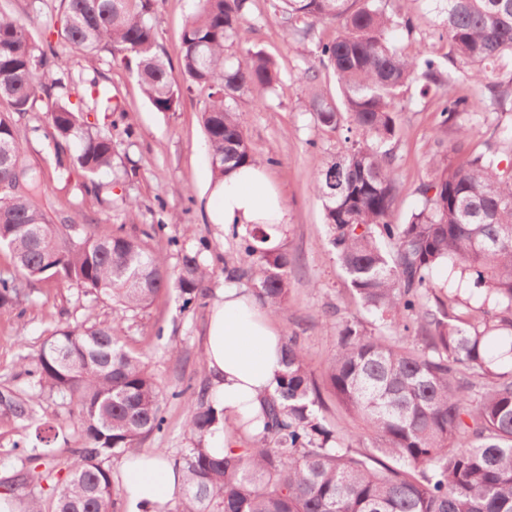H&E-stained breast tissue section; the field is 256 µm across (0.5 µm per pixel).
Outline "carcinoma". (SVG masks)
<instances>
[{"label": "carcinoma", "mask_w": 512, "mask_h": 512, "mask_svg": "<svg viewBox=\"0 0 512 512\" xmlns=\"http://www.w3.org/2000/svg\"><path fill=\"white\" fill-rule=\"evenodd\" d=\"M442 16L439 38L468 68V92L439 97L441 126L459 113L485 116L512 98L497 74L512 68V0H433ZM270 20L286 35L307 39L316 24L336 23L333 40L319 42V65L336 78L342 108L314 90L308 67L302 91L312 98L317 125L347 124L344 150L312 179L322 200L323 224L354 301L373 318L339 323L336 351L325 375L328 393L358 422L357 430L323 414L320 387L308 370L297 333L283 342L284 371L257 418L243 430H262L241 448L214 455L207 442L224 410L199 397L186 407L192 439L179 465L185 501L179 512H512V372L498 370L492 345L509 341L512 355V125L496 126V148L470 155L453 168L433 158V178L417 188L418 204L393 220L399 186L393 147L399 136L396 103L412 89H443L441 57L413 37L409 14L388 11L385 0H272ZM250 0H201L181 34L180 77L161 57L151 0H60L57 41H38L37 13L0 11V99L22 115L47 104L44 131L54 166L66 181L113 167L110 131L88 121L92 113L120 112L112 90L93 78L75 105L70 88L83 82L69 57L111 50V64L133 73L157 112H172L194 88L208 90L202 120L214 175L261 156L236 112L239 93L272 90L276 63L247 49L234 61L226 43L239 38ZM407 34V44L391 39ZM0 247L13 270L0 274V308L27 312L31 286L76 282L109 297L123 310L145 309L176 289L183 307L206 296L208 271L198 253L182 255L171 272L164 256L110 225L87 229L54 224L42 203V171L26 159L15 124L0 117ZM255 226L241 236L228 280L255 281L256 300L276 315L288 311L292 258L260 246ZM124 317L106 325L54 329L19 372L0 383V425L27 429L39 421L44 397L59 396L80 428L67 478L50 499L52 512H101L119 489L106 466L135 453L140 441L164 430L163 389L123 341ZM0 448V460L18 455L44 470L27 469L24 512H44L33 489L58 467L53 437Z\"/></svg>", "instance_id": "obj_1"}]
</instances>
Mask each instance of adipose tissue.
<instances>
[{"mask_svg": "<svg viewBox=\"0 0 512 512\" xmlns=\"http://www.w3.org/2000/svg\"><path fill=\"white\" fill-rule=\"evenodd\" d=\"M207 217L221 230L261 225L266 247H279L289 224L281 192L263 165L235 168L208 185ZM281 334L270 312L237 289H225L209 315L204 336L210 391L224 411V446L237 448L236 417H254L273 392L283 369ZM184 486L172 463L141 458L129 463L126 479L128 512H159Z\"/></svg>", "mask_w": 512, "mask_h": 512, "instance_id": "adipose-tissue-1", "label": "adipose tissue"}]
</instances>
